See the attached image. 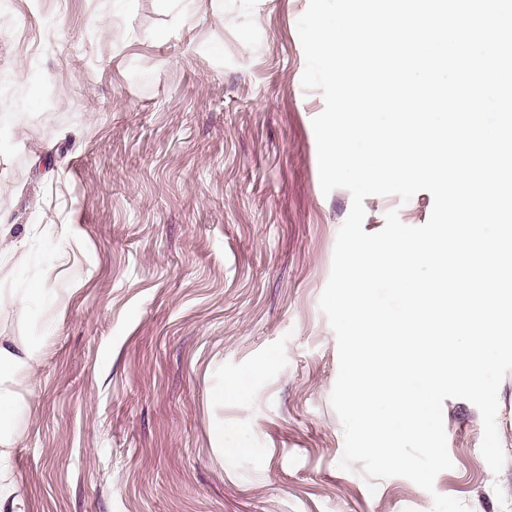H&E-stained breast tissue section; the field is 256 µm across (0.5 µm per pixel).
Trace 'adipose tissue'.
Returning a JSON list of instances; mask_svg holds the SVG:
<instances>
[{"instance_id": "adipose-tissue-1", "label": "adipose tissue", "mask_w": 512, "mask_h": 512, "mask_svg": "<svg viewBox=\"0 0 512 512\" xmlns=\"http://www.w3.org/2000/svg\"><path fill=\"white\" fill-rule=\"evenodd\" d=\"M42 348L23 336L0 335V461L10 457L13 425L18 411L16 377L33 378L41 363Z\"/></svg>"}]
</instances>
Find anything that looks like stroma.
Masks as SVG:
<instances>
[{
  "label": "stroma",
  "instance_id": "1",
  "mask_svg": "<svg viewBox=\"0 0 512 512\" xmlns=\"http://www.w3.org/2000/svg\"><path fill=\"white\" fill-rule=\"evenodd\" d=\"M308 0H0V289L44 284L43 361L6 468L20 512H512V372L481 454L445 399L452 469L369 491L339 468L337 341L319 306L347 189L323 193L297 22ZM410 226L433 199L365 198ZM248 391L223 398L228 381Z\"/></svg>",
  "mask_w": 512,
  "mask_h": 512
}]
</instances>
